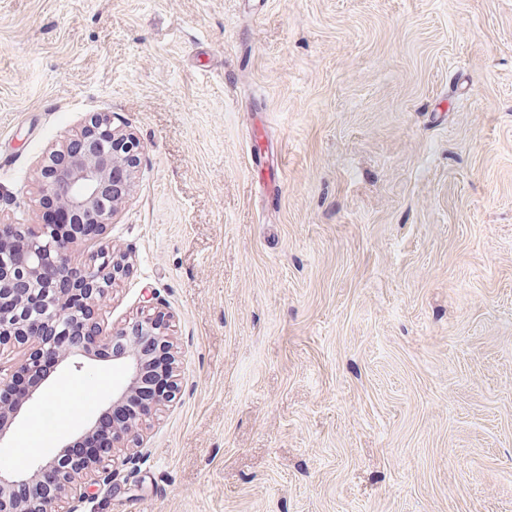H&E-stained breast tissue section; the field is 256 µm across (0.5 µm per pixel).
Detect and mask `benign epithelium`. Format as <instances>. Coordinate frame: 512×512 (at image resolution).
<instances>
[{"label":"benign epithelium","instance_id":"7a95c632","mask_svg":"<svg viewBox=\"0 0 512 512\" xmlns=\"http://www.w3.org/2000/svg\"><path fill=\"white\" fill-rule=\"evenodd\" d=\"M140 152L141 144L134 134L114 127L106 115H95L79 134L49 155L41 169L42 196L75 224H88L102 232L128 196ZM15 242L21 245V256L2 260ZM74 243L75 239L64 236L57 224L41 223L26 230L13 224L0 225V347L26 348L12 370L6 373L0 368V390L11 388L21 373L39 372L46 356L53 358L61 370H82L85 364L99 358L87 342L85 333L89 331L94 343L112 349L109 360L120 366L125 375L102 415L119 414L105 447L127 448L138 441L143 418L125 409L135 392L151 383L152 359L168 356V377H173L170 319L158 306L159 296L153 293L147 300L155 307L153 312L142 314L110 334L100 330L97 306L123 276L125 256L102 250L88 266L78 270L69 260ZM76 275L82 288L72 298L59 285ZM40 398L37 386L14 406L0 407V445L11 438L12 425L24 408ZM97 422L98 418H93L73 441L65 444L67 448H77L71 458L53 455L26 470L1 465L0 512H44L45 503L65 498L76 477L90 471L96 472L97 477L85 483L84 497H92L94 488L110 482L112 473L104 465L111 456L100 459L98 449L79 447ZM47 471L57 476L50 487L41 482V474Z\"/></svg>","mask_w":512,"mask_h":512}]
</instances>
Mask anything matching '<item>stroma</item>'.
I'll use <instances>...</instances> for the list:
<instances>
[{"label":"stroma","instance_id":"35a3bbf8","mask_svg":"<svg viewBox=\"0 0 512 512\" xmlns=\"http://www.w3.org/2000/svg\"><path fill=\"white\" fill-rule=\"evenodd\" d=\"M141 143L103 331L174 398L55 512H512V0H0V223L92 114ZM123 380L55 373L32 467ZM35 452H27L28 444Z\"/></svg>","mask_w":512,"mask_h":512}]
</instances>
